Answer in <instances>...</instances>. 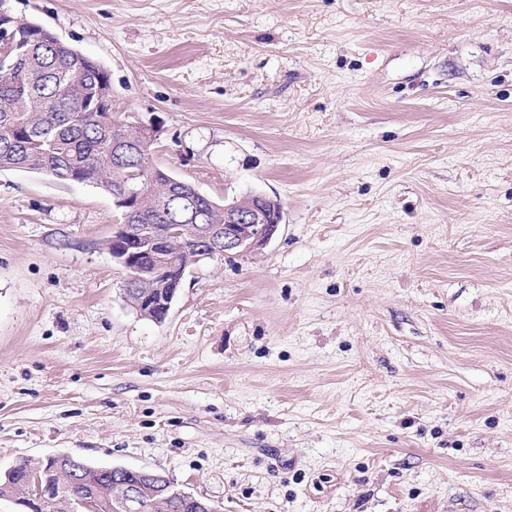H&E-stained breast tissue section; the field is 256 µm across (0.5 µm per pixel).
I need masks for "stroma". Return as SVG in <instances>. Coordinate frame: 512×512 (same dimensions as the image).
I'll use <instances>...</instances> for the list:
<instances>
[{"instance_id":"stroma-1","label":"stroma","mask_w":512,"mask_h":512,"mask_svg":"<svg viewBox=\"0 0 512 512\" xmlns=\"http://www.w3.org/2000/svg\"><path fill=\"white\" fill-rule=\"evenodd\" d=\"M152 166L283 220L127 301L110 194L0 171V470L67 454L218 512H512V0H9Z\"/></svg>"}]
</instances>
